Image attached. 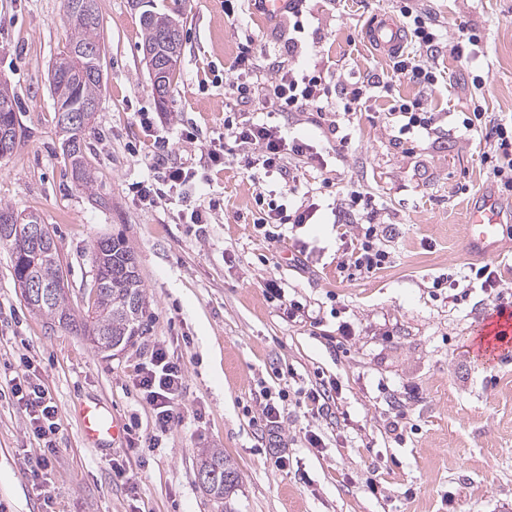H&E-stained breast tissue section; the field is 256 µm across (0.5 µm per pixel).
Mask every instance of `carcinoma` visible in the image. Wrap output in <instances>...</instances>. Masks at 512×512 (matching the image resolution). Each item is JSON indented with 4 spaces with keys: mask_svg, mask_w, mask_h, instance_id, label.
I'll return each instance as SVG.
<instances>
[{
    "mask_svg": "<svg viewBox=\"0 0 512 512\" xmlns=\"http://www.w3.org/2000/svg\"><path fill=\"white\" fill-rule=\"evenodd\" d=\"M72 2L64 0L71 35L58 54V58L66 62L60 76L64 88L51 86L57 112L99 102L102 89L99 0H90L94 14L91 20L71 17ZM171 19L183 23L178 10L159 13L146 9L140 16L142 47L158 48L156 68L160 85L154 93L162 110L171 93L182 53V29L170 36L177 44V51H170L164 44L163 28ZM89 129L90 126L78 122L66 128L58 127V133L73 182L82 191L97 195L101 184L87 160ZM41 223L43 219L37 213H18L6 204L0 205V246L11 252L15 281L21 285L35 280L43 285L41 297L25 299L27 307L48 326L65 325L85 336L100 353L109 346L116 352L124 350L134 337L143 334L148 317V303L133 248L119 236L96 243L94 267L99 284L91 289L92 302L80 316L70 305L57 247L36 244L27 234V225ZM199 471L212 475L205 490L219 502L232 497L239 487L237 467L220 448L203 450Z\"/></svg>",
    "mask_w": 512,
    "mask_h": 512,
    "instance_id": "carcinoma-1",
    "label": "carcinoma"
}]
</instances>
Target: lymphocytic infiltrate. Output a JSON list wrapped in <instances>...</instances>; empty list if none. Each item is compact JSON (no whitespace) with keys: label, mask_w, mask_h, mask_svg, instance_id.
Wrapping results in <instances>:
<instances>
[{"label":"lymphocytic infiltrate","mask_w":512,"mask_h":512,"mask_svg":"<svg viewBox=\"0 0 512 512\" xmlns=\"http://www.w3.org/2000/svg\"><path fill=\"white\" fill-rule=\"evenodd\" d=\"M398 2V11L407 21L410 39L424 52L426 59L419 63L413 56L400 55L393 64V77L426 86L434 85L437 76L433 62L444 49L441 37L437 29L417 13L412 0ZM268 67L274 73L269 84L254 88L249 83L237 81L229 84V95L240 99L256 97L258 105L274 112L323 111L329 89L321 70L315 67L296 70L277 60L269 62ZM389 116L398 128L400 140L407 143L414 136L431 134L437 120L435 113L427 111L417 99L394 101ZM462 125L466 131L484 133L488 149L482 155V163L489 168L501 191L512 194V123H500L492 129H485L484 114L476 110L463 119ZM235 150L244 153L257 151L263 169L278 174L285 173L287 158L310 164L320 159L313 145L306 140L289 137L281 127L241 114L225 117L223 136L207 148L209 167L222 166L225 157ZM152 170L150 179L132 187L143 207L177 202L183 206L181 217L185 223L209 222V211L187 205L199 184L198 171L194 166L169 162L167 152L161 149L153 156ZM348 198L349 212L364 217L365 227L341 267L349 276H366L383 269L389 261V254L381 245L384 231L374 222L375 198L371 193L354 188L349 191ZM256 201L261 209L255 225L271 243L282 240L283 225L309 223L317 212L312 204H302L290 210L286 205L266 201L261 195ZM185 377L184 366L170 359L166 346L154 344L147 362L135 377L134 385L153 410L157 433L167 432L180 422ZM10 391L17 403L25 407L29 416L27 432L41 447L35 467L40 471L48 470L56 452L55 437L60 430L57 406L49 390L28 369L12 379Z\"/></svg>","instance_id":"f902f5d3"}]
</instances>
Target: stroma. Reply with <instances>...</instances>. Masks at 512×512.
Returning <instances> with one entry per match:
<instances>
[{
  "label": "stroma",
  "instance_id": "stroma-1",
  "mask_svg": "<svg viewBox=\"0 0 512 512\" xmlns=\"http://www.w3.org/2000/svg\"><path fill=\"white\" fill-rule=\"evenodd\" d=\"M181 3L180 71L165 112H158L140 50V11L131 0H100L103 90L88 136V160L101 181L103 202L75 188L51 96V68L70 34L63 0H0V83L18 97L20 142L0 159V202L40 214L52 233L76 312L87 308L93 284V246L122 235L133 248L149 302L146 332L112 357L71 330L48 328L26 307L8 249L0 247V378L25 361L50 391L61 431L47 475L33 476L39 444L28 437L23 405L0 397V512H512V352L489 358L476 339L494 301L473 288L467 301L433 296L434 278H463L471 264L501 272L512 294V197L501 195L481 163L487 145L462 120L481 107L488 120L512 119V0H414L445 46L441 78L425 88L408 80L394 96L421 99L439 116L436 131L402 144L387 115L388 99L373 97L363 113L263 114L271 125L306 139L322 156L308 166L291 160V204L316 203L311 223L284 225L280 246L253 226L257 194L279 200L284 180L262 167L228 158L210 173L198 204L222 203L204 234L181 223L179 208H143L133 183L151 173L153 139L136 115H156L155 131L169 137L171 162L203 165L210 141L224 131L228 112L253 103L226 95L237 78L231 66L253 43L285 65L323 68L348 84L387 74L365 40L376 15L396 13L395 0H307L310 24L303 48L288 53V18L272 20L251 0L236 19L224 0H153L155 10ZM478 34L463 55L452 46L461 32ZM482 77L475 86L474 77ZM267 66L238 78L270 82ZM194 125V142L176 131ZM338 132H331V125ZM375 197L378 220L391 229L383 243L386 268L348 277L339 265L355 244L359 216L337 221L347 193ZM495 198L502 211L496 247L471 253L467 211L473 200ZM278 278L290 298L309 310L289 319L264 294ZM352 334L339 338L341 323ZM164 343L188 374L182 421L157 435L153 411L133 383L154 343ZM338 380L330 416L312 417L298 391ZM286 390L281 433L288 465L277 467L260 419L265 393ZM95 400L111 408L125 434L110 448L87 446L76 411ZM402 416L395 438L389 423ZM322 439L311 447L309 433ZM223 449L241 480L230 506L207 495L198 481L200 451ZM120 463L130 484L115 481ZM377 491H370V483Z\"/></svg>",
  "mask_w": 512,
  "mask_h": 512
}]
</instances>
